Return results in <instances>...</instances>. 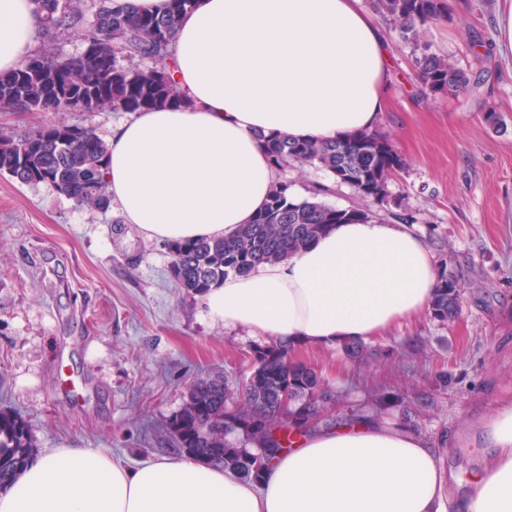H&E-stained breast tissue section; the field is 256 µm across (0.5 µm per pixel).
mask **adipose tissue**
Returning a JSON list of instances; mask_svg holds the SVG:
<instances>
[{"instance_id": "obj_1", "label": "adipose tissue", "mask_w": 512, "mask_h": 512, "mask_svg": "<svg viewBox=\"0 0 512 512\" xmlns=\"http://www.w3.org/2000/svg\"><path fill=\"white\" fill-rule=\"evenodd\" d=\"M41 31L33 0H0V72ZM171 54L193 108L120 123L104 171L126 223L155 240L230 238L263 207L276 175L258 133L340 140L376 128L388 102L386 45L360 0H197ZM437 278L421 235L369 221L228 277L204 301L225 326L291 347H341L423 312ZM478 428L484 452L464 493L446 448L369 416L310 429L256 483L189 457L131 465L52 448L0 486V512H512V401Z\"/></svg>"}]
</instances>
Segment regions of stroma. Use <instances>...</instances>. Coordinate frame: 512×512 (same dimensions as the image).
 <instances>
[{"mask_svg":"<svg viewBox=\"0 0 512 512\" xmlns=\"http://www.w3.org/2000/svg\"><path fill=\"white\" fill-rule=\"evenodd\" d=\"M429 23L430 51L477 80L465 96L430 93L388 17L373 19L392 60L379 128L404 160L376 206L412 218L431 251L453 248L471 287L448 322L429 312L368 342L362 365L338 347L297 349L342 411L400 418L403 396L433 404L417 421L439 440L512 398V59L497 49L499 0H449ZM124 112H1L20 137L56 122L109 138ZM166 243L116 208L77 205L45 184L0 174V411L29 425L35 451L100 449L129 461L160 455L191 387L249 372L267 338L214 319L171 275Z\"/></svg>","mask_w":512,"mask_h":512,"instance_id":"stroma-1","label":"stroma"}]
</instances>
